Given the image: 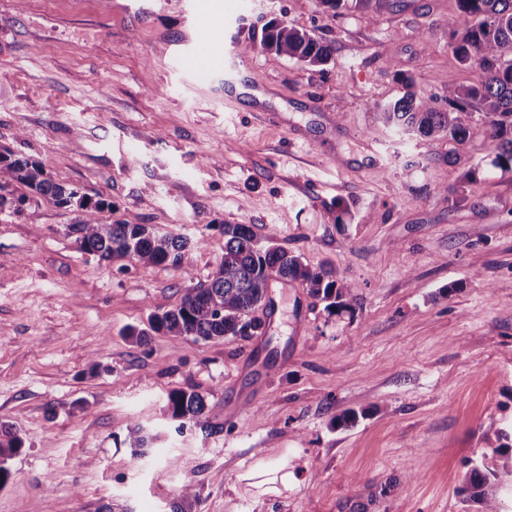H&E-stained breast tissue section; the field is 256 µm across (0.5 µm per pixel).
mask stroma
Returning <instances> with one entry per match:
<instances>
[{
  "instance_id": "obj_1",
  "label": "stroma",
  "mask_w": 512,
  "mask_h": 512,
  "mask_svg": "<svg viewBox=\"0 0 512 512\" xmlns=\"http://www.w3.org/2000/svg\"><path fill=\"white\" fill-rule=\"evenodd\" d=\"M195 2L0 0V148L111 201L104 223L187 237L192 272L82 252L76 212L47 199L0 215V422L25 443L0 512H170L187 481L194 512H476L458 492L467 463L500 472L512 425V174L481 136L402 139L374 120L401 77L441 109L476 79L449 45L456 0H380L376 15L223 0L224 46L284 127L225 101L223 58L182 66ZM272 18L330 45L328 63L262 50ZM223 224L332 266L354 312L276 282L265 334L125 336L206 281ZM188 386L223 432L163 418ZM135 420L153 437L138 461ZM492 490L512 512V477Z\"/></svg>"
}]
</instances>
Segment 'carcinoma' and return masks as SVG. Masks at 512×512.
Listing matches in <instances>:
<instances>
[{
    "instance_id": "obj_1",
    "label": "carcinoma",
    "mask_w": 512,
    "mask_h": 512,
    "mask_svg": "<svg viewBox=\"0 0 512 512\" xmlns=\"http://www.w3.org/2000/svg\"><path fill=\"white\" fill-rule=\"evenodd\" d=\"M451 47L457 61L479 72L478 79L460 87L448 99V110L418 99L409 91L411 79L400 76L407 91L399 98L377 105L375 119L384 127L406 137L432 141L448 138L467 141L483 124V134L493 146L491 165L512 172V0H457V12L446 20ZM260 45L278 56L296 59L310 66H321L331 57V48L310 32L271 19L263 24ZM21 185L27 192L16 193ZM47 198L59 207L80 213L78 223L68 226L81 251L101 260L129 259L143 266L171 263L190 275L184 265L188 240L161 233L150 224H104L99 214L112 203L94 200L76 188L53 181L43 165L0 150V214L16 213L29 202ZM224 257L207 281L185 289L181 302L162 313H152L143 328L131 327L127 335L143 343L154 333L190 336L194 340L222 341L227 337L254 336L265 331L259 311L266 304L269 273L283 281H299L311 297L325 303L328 314L355 310V284L336 277L331 269L311 268L301 258L281 246L263 241L252 224H222ZM162 415L179 422L176 430L193 426L212 435L224 430L206 395L194 387L170 392L161 408ZM502 468L512 471V432L503 429ZM152 437L134 421L124 440L133 459L146 455ZM24 440L19 431L0 425V485L11 473L8 459L19 454ZM461 493L484 504L483 512H500L499 501L489 496L487 487L498 473L482 463L469 461ZM197 495L194 486L184 484L171 512H192Z\"/></svg>"
}]
</instances>
